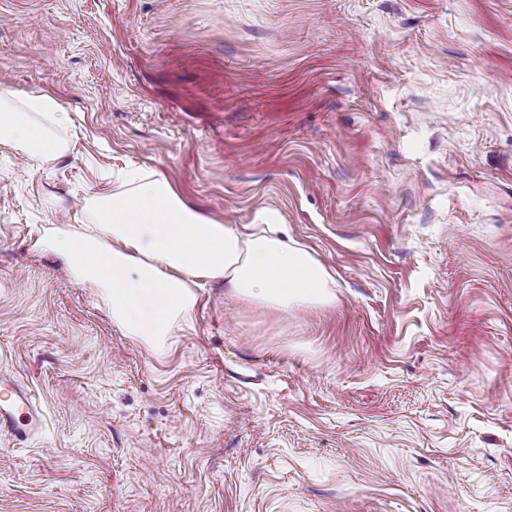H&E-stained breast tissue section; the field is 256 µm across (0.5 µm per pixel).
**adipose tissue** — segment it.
<instances>
[{
    "label": "adipose tissue",
    "mask_w": 512,
    "mask_h": 512,
    "mask_svg": "<svg viewBox=\"0 0 512 512\" xmlns=\"http://www.w3.org/2000/svg\"><path fill=\"white\" fill-rule=\"evenodd\" d=\"M68 120L49 95L18 97L0 83V143L43 160L65 150L58 127ZM89 232L55 226L36 246L58 256L70 276L108 307L125 335L164 352L175 325L195 304L199 281H223L248 305L282 313L336 301L334 280L313 254L288 236L243 233L189 204L161 173L129 169L112 192L89 196Z\"/></svg>",
    "instance_id": "obj_1"
}]
</instances>
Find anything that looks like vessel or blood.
Returning a JSON list of instances; mask_svg holds the SVG:
<instances>
[{"label":"vessel or blood","mask_w":512,"mask_h":512,"mask_svg":"<svg viewBox=\"0 0 512 512\" xmlns=\"http://www.w3.org/2000/svg\"><path fill=\"white\" fill-rule=\"evenodd\" d=\"M44 423L45 415L32 390L13 373L0 370V431L24 442L39 433Z\"/></svg>","instance_id":"obj_1"}]
</instances>
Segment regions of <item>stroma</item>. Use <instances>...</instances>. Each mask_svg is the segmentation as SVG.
<instances>
[{"label": "stroma", "instance_id": "stroma-1", "mask_svg": "<svg viewBox=\"0 0 512 512\" xmlns=\"http://www.w3.org/2000/svg\"><path fill=\"white\" fill-rule=\"evenodd\" d=\"M64 156L0 144V512H512V0H0V82ZM276 211L336 302L196 288L156 356L36 249L112 173ZM45 415L30 388L11 372L0 370V431L25 442L44 427Z\"/></svg>", "mask_w": 512, "mask_h": 512}]
</instances>
